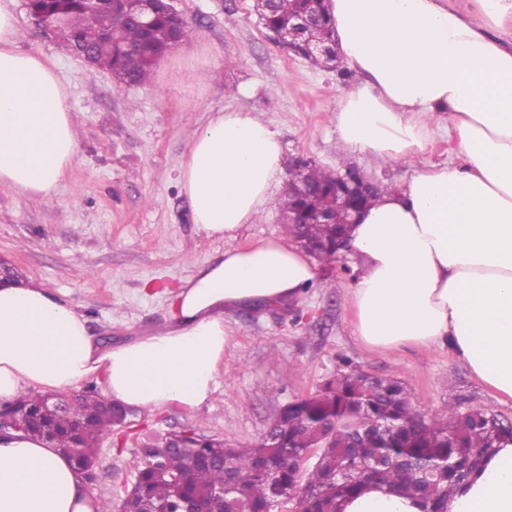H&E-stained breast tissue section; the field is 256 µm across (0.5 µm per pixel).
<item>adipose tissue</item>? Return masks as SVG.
Listing matches in <instances>:
<instances>
[{"label":"adipose tissue","mask_w":512,"mask_h":512,"mask_svg":"<svg viewBox=\"0 0 512 512\" xmlns=\"http://www.w3.org/2000/svg\"><path fill=\"white\" fill-rule=\"evenodd\" d=\"M477 18L447 0H328L342 61L362 86L336 105V141L409 165L353 226L348 253L354 334L371 351L449 347L512 399V0H476ZM0 0V187L45 200L77 152L74 114L52 59L20 51ZM283 174L278 131L225 108L195 132L180 168L194 223L228 240L171 303L164 332L99 352L82 316L51 292L0 286V402L65 390L101 372L105 395L131 409L193 412L216 390L224 310L286 304L316 278L279 239L236 246L273 201ZM69 458L45 441L0 439V512H97ZM341 512H420L372 483ZM448 512H512V442L502 444Z\"/></svg>","instance_id":"ef3b65f1"}]
</instances>
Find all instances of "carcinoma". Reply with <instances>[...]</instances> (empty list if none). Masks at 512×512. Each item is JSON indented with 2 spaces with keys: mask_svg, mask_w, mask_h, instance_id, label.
<instances>
[{
  "mask_svg": "<svg viewBox=\"0 0 512 512\" xmlns=\"http://www.w3.org/2000/svg\"><path fill=\"white\" fill-rule=\"evenodd\" d=\"M306 9L322 16V23L306 30V41L327 45L330 53H336L331 18L317 0H274L266 19L283 25ZM167 26V20L160 17L149 31L135 25L115 29L108 12L89 17L72 0L65 20L55 30L67 46L96 50L100 67L121 70L141 84L150 78L164 52L160 36ZM112 28L115 34L108 48L101 44V36ZM305 177L311 191L304 206L333 211L336 197L325 187L335 181V173L312 166ZM283 228L321 263L331 266L339 261L338 230L332 225L285 224ZM18 404L36 415L28 435L58 448H80L79 455L69 454L78 470L84 461L95 458L101 437L118 425V408L94 386L79 398L77 421L46 401L43 393L24 395ZM508 438L512 439V426L484 409L458 413L446 424L428 423L412 408L402 382L378 380L373 384L347 359L342 361L336 384L281 413L267 434L249 448H226L224 441L195 431L189 438L180 432L169 434L168 439L182 447L166 457L163 474L146 466L137 468V493L129 507L152 512L158 506L174 510L194 502L213 512H269L298 482L288 451L327 443L330 448L302 483L298 512H339L340 500L373 482L415 499L421 512H448V501L477 476L485 459ZM346 462H360L371 467V472L336 479V465ZM221 489L222 499L217 497Z\"/></svg>",
  "mask_w": 512,
  "mask_h": 512,
  "instance_id": "1",
  "label": "carcinoma"
}]
</instances>
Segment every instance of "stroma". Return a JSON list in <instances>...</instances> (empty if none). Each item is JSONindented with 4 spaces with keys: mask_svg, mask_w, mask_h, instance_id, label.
Instances as JSON below:
<instances>
[{
    "mask_svg": "<svg viewBox=\"0 0 512 512\" xmlns=\"http://www.w3.org/2000/svg\"><path fill=\"white\" fill-rule=\"evenodd\" d=\"M191 36L161 57L148 83L116 88L76 58L12 0L16 45L53 59L77 118V155L56 193L30 202L0 188V257L83 315L101 349L157 333L169 302L198 265L225 243L200 232L179 181L193 132L227 107L260 114L282 139L285 160L303 157L335 172L355 170L382 186L411 169L366 154L339 153L333 115L359 83L353 72L312 65L270 40L255 0H174ZM354 277L318 272L294 306L224 312V361L201 411H129L102 437L91 494L119 502L135 481L141 450L192 429L247 448L279 409L314 395L347 357L375 379L405 386L431 423L482 408L512 421V400L481 384L448 348L369 352L351 322Z\"/></svg>",
    "mask_w": 512,
    "mask_h": 512,
    "instance_id": "obj_1",
    "label": "stroma"
}]
</instances>
